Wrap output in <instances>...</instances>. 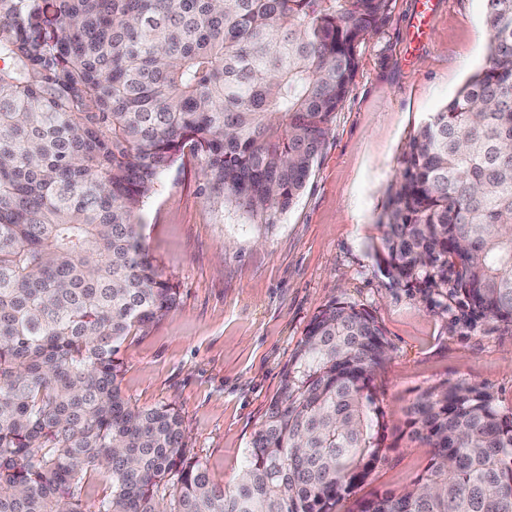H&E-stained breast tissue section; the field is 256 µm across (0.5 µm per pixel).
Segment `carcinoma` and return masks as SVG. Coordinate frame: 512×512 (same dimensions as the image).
<instances>
[{
	"label": "carcinoma",
	"mask_w": 512,
	"mask_h": 512,
	"mask_svg": "<svg viewBox=\"0 0 512 512\" xmlns=\"http://www.w3.org/2000/svg\"><path fill=\"white\" fill-rule=\"evenodd\" d=\"M390 0H0V512H335L369 476L390 345L342 299L309 323L229 488L180 412L121 392L122 344L179 289L142 211L185 154L266 224L305 186ZM487 64L408 144L375 249L392 284L512 327V0H485ZM430 459L358 512H512V413L468 382L406 408ZM111 491L109 481L96 473L87 474L85 480L76 488L77 495L91 512L96 509L98 501Z\"/></svg>",
	"instance_id": "carcinoma-1"
}]
</instances>
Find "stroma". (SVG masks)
Here are the masks:
<instances>
[{
	"instance_id": "35a3bbf8",
	"label": "stroma",
	"mask_w": 512,
	"mask_h": 512,
	"mask_svg": "<svg viewBox=\"0 0 512 512\" xmlns=\"http://www.w3.org/2000/svg\"><path fill=\"white\" fill-rule=\"evenodd\" d=\"M419 0H391L389 19L358 47L348 97L299 195L261 224L208 195L195 160L173 166L142 214L144 245L178 306L127 339L121 389L136 406H175L193 456L229 487L244 465L281 373L331 298L370 310L390 355L374 385L386 451L336 512L411 486L428 448L410 440L407 406L442 382L483 383L512 411V329L466 326L393 286L374 248L402 155L418 128L487 62L483 0H436L431 34L409 33Z\"/></svg>"
}]
</instances>
